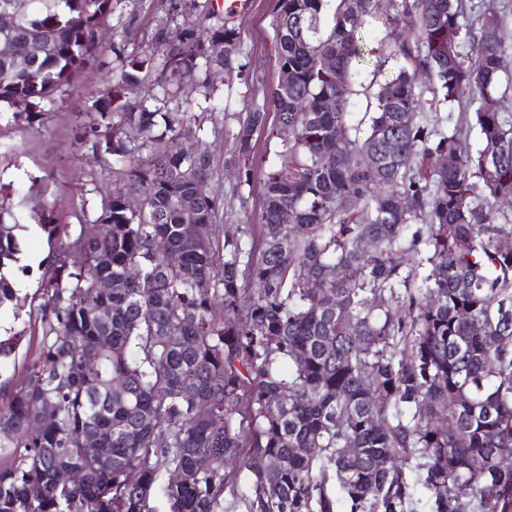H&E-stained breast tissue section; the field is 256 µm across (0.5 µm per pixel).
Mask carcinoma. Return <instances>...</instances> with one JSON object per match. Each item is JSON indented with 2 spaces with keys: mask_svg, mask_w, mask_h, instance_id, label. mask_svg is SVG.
<instances>
[{
  "mask_svg": "<svg viewBox=\"0 0 512 512\" xmlns=\"http://www.w3.org/2000/svg\"><path fill=\"white\" fill-rule=\"evenodd\" d=\"M466 13L464 0H274L283 78L269 97L288 140L262 179L258 248L252 224L219 239L209 151L180 148L197 115L139 100L155 70L169 98L208 86L215 65L232 75L238 29L162 23L160 55L113 50L119 73L78 135L112 174L90 220L101 234L65 222L36 178L17 204L0 185V308L23 307L4 272L21 253L18 210L49 248L40 356L0 395V512H152L157 491L169 512H219L244 471L248 512H338L340 499L344 512H416L418 484L428 512H512V212L499 208L512 198V43ZM111 18L112 0H0L13 46L0 120L43 123L86 68L109 65ZM373 21L408 37L385 51L393 77L356 90ZM266 122L257 108L239 125L247 178ZM473 129L480 148L464 154ZM444 408L452 428L435 421ZM66 466L80 486L55 483Z\"/></svg>",
  "mask_w": 512,
  "mask_h": 512,
  "instance_id": "cac0c4a2",
  "label": "carcinoma"
}]
</instances>
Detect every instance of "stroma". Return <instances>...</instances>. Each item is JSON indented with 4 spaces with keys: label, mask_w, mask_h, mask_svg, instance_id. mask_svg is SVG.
Instances as JSON below:
<instances>
[{
    "label": "stroma",
    "mask_w": 512,
    "mask_h": 512,
    "mask_svg": "<svg viewBox=\"0 0 512 512\" xmlns=\"http://www.w3.org/2000/svg\"><path fill=\"white\" fill-rule=\"evenodd\" d=\"M197 8L187 11L182 0H112L111 28L103 42L105 58L113 48L125 53L153 52L154 33L160 22L174 25L194 24L208 27L225 23L236 27L242 40L238 57L239 74L225 81L222 70L211 72L209 92L186 90L194 112L200 118L193 126L185 148L205 144L212 158L211 188L224 201L217 223L220 231H236L238 225L257 223L262 211V178L281 148L274 131L276 115H269L265 127L252 137V153L257 162L251 176L240 174L235 136L239 121L249 110L268 103V94L279 79L274 43L273 0H251L247 12H227L221 0H196ZM107 80L104 71L86 70L76 86L67 90L43 126L0 124V183L11 185L16 195L26 193L31 177L41 178L48 186L46 200L66 221H74V212L86 209L94 213L100 205L97 190L106 173L104 162L90 148L76 145L79 120L88 99ZM22 242L19 257L21 271L13 279L23 295H34L48 263L45 235L36 225L16 228ZM23 333L14 355L0 359V383L20 387L26 379V367L40 352L42 325L31 321L28 312L12 307L0 309V336Z\"/></svg>",
    "instance_id": "obj_1"
}]
</instances>
